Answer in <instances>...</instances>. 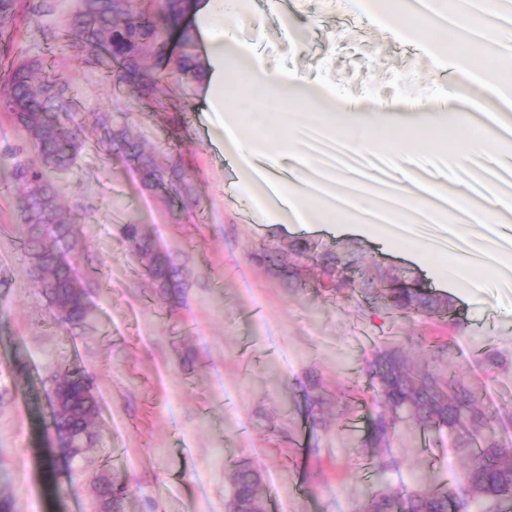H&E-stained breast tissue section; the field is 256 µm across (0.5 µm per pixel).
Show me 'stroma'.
<instances>
[{"label":"stroma","instance_id":"stroma-1","mask_svg":"<svg viewBox=\"0 0 512 512\" xmlns=\"http://www.w3.org/2000/svg\"><path fill=\"white\" fill-rule=\"evenodd\" d=\"M22 2L12 55L61 69L79 108L84 147L60 182L61 203L82 223L69 259L95 319L73 330L52 319L17 233V189L0 181V497L13 512H93L88 486L103 469L127 488L123 512H225L228 468L242 460L261 471L269 512H357L361 493L383 485L406 494L452 482L465 459L438 438L422 446L420 425H401L384 450L367 440L371 365L392 350L432 373L455 371L480 407L500 409L497 426L512 435V287L478 270L480 289L443 288L437 275L454 269L442 256L422 264L355 233L271 223L212 141L205 80L164 64L155 99L144 98L51 38L75 0H55L45 16L33 12L36 0ZM229 22L267 70L326 92L332 112L350 102L430 104L454 80L441 55L404 44L379 14L356 18L344 0H248ZM106 114L160 164L185 171L181 203L149 194L120 156L100 149ZM507 155L512 138L490 136L482 168L448 176L420 141L400 167L373 175L460 188ZM123 224L174 257L176 295L147 279ZM336 263L351 266L353 280L323 287ZM385 277L450 303V313L394 308L378 295ZM490 319L493 336L484 333ZM61 364L85 371L100 405L92 460L68 474L45 462L55 450L47 388ZM384 456L396 466L382 474Z\"/></svg>","mask_w":512,"mask_h":512}]
</instances>
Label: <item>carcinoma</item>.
Listing matches in <instances>:
<instances>
[{"instance_id":"1","label":"carcinoma","mask_w":512,"mask_h":512,"mask_svg":"<svg viewBox=\"0 0 512 512\" xmlns=\"http://www.w3.org/2000/svg\"><path fill=\"white\" fill-rule=\"evenodd\" d=\"M19 0H0V35L16 29ZM184 0H79L53 37L63 40L73 56L94 64L107 56L117 70L118 82L138 81L142 95L151 97L163 75L151 70L148 56L175 65L188 79L201 76V64L188 54L174 56L171 34L184 20ZM0 112L24 133L38 155L35 164L11 154L3 177L19 187L16 197L18 235L32 261L34 272L43 273L35 283L45 296L52 318L63 326L85 325L93 311L85 300L83 285L63 260L74 248L79 219L62 214L58 186L48 173H67L82 147L81 128L75 116L79 109L68 81L47 71L39 60L10 57L0 49ZM100 149L117 151L131 165L141 185L156 191L166 201L181 197L184 175L176 166L162 167L145 155L125 131H112V116L102 121ZM125 237L141 255L149 278L159 290L171 286L173 269L165 256L152 250L139 225L125 224ZM397 308L428 306L424 294L404 288L389 289ZM378 411L370 425L369 442L387 445L396 427L407 419L431 429L448 445L465 455L469 463L451 487L414 491L404 497L393 492L366 493L361 512H512V441L495 427V417L478 410L468 388L454 374L448 379L418 371L406 358L388 355L377 365ZM84 370L65 366L55 370L50 389L66 388L69 399L64 413L53 420L58 428L64 419L73 424V439L95 427L96 397L86 399L82 390ZM261 472L248 463L232 466L228 493L244 506L260 498Z\"/></svg>"}]
</instances>
